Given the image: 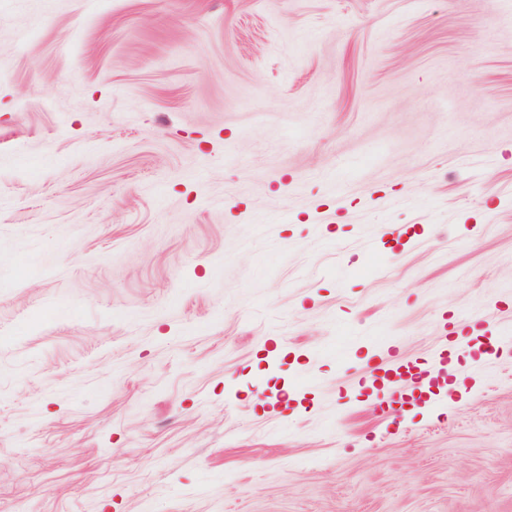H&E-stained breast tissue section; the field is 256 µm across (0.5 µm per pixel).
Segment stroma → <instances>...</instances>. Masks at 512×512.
I'll use <instances>...</instances> for the list:
<instances>
[{
  "label": "stroma",
  "instance_id": "stroma-1",
  "mask_svg": "<svg viewBox=\"0 0 512 512\" xmlns=\"http://www.w3.org/2000/svg\"><path fill=\"white\" fill-rule=\"evenodd\" d=\"M0 512H512V0H0ZM373 359L376 361L374 363V368L377 378L385 379L389 389L393 391L394 394L400 390L404 378L408 377L409 375H411V379H413L417 385L419 384L417 386L419 391L417 390V392L423 393V391H421V377L418 376V374H411L413 367L405 365H395L393 368L388 366L382 367L383 362L379 358L375 356Z\"/></svg>",
  "mask_w": 512,
  "mask_h": 512
}]
</instances>
